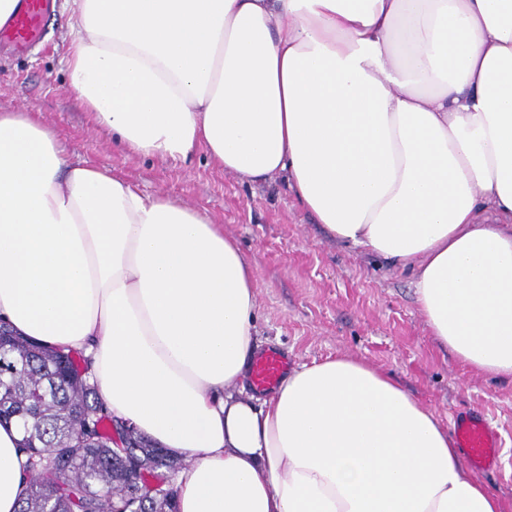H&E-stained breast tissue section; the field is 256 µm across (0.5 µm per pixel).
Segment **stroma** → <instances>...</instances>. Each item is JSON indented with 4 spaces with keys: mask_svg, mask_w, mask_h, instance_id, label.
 I'll return each instance as SVG.
<instances>
[{
    "mask_svg": "<svg viewBox=\"0 0 512 512\" xmlns=\"http://www.w3.org/2000/svg\"><path fill=\"white\" fill-rule=\"evenodd\" d=\"M67 0H55L32 50L0 48V111L33 112L60 135L69 159L112 169L148 194L164 193L209 215L236 238L259 284L258 352L279 350L289 369L340 355L390 374L444 426L477 409L502 441L481 481L512 512V380L469 370L440 344L421 315L408 273L331 238L276 176L249 183L213 166L203 150L188 160L137 157L92 126L67 88L72 37Z\"/></svg>",
    "mask_w": 512,
    "mask_h": 512,
    "instance_id": "1",
    "label": "stroma"
}]
</instances>
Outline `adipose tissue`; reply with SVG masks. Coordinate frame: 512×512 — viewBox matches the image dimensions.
<instances>
[{
	"label": "adipose tissue",
	"mask_w": 512,
	"mask_h": 512,
	"mask_svg": "<svg viewBox=\"0 0 512 512\" xmlns=\"http://www.w3.org/2000/svg\"><path fill=\"white\" fill-rule=\"evenodd\" d=\"M68 86L133 155L285 175L410 271L436 340L512 377V0H71ZM258 285L203 212L0 112V325L83 352L117 419L188 458L179 512H504L448 430L349 356L236 396ZM0 424V512L28 487Z\"/></svg>",
	"instance_id": "obj_1"
}]
</instances>
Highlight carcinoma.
Wrapping results in <instances>:
<instances>
[{"instance_id": "carcinoma-1", "label": "carcinoma", "mask_w": 512, "mask_h": 512, "mask_svg": "<svg viewBox=\"0 0 512 512\" xmlns=\"http://www.w3.org/2000/svg\"><path fill=\"white\" fill-rule=\"evenodd\" d=\"M15 422L29 488L17 512H177L183 461L112 418L77 351L0 328V422ZM126 435L132 448L112 447Z\"/></svg>"}]
</instances>
